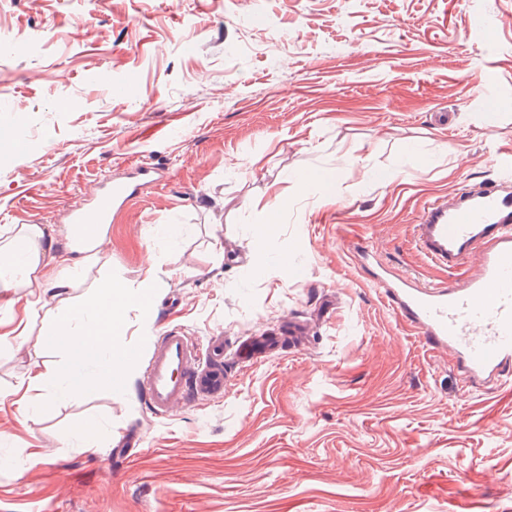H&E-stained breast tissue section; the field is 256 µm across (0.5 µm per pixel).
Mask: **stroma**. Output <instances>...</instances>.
I'll list each match as a JSON object with an SVG mask.
<instances>
[{"mask_svg":"<svg viewBox=\"0 0 512 512\" xmlns=\"http://www.w3.org/2000/svg\"><path fill=\"white\" fill-rule=\"evenodd\" d=\"M0 134V246L43 232L0 303V512H512V380L464 392L352 257L384 235L386 267L445 280L411 224L512 149V0H0ZM142 164L160 182L56 288L67 202ZM107 278L153 286L119 344L181 325L223 347V389L156 417L140 358L119 397L27 389L59 361L50 311ZM254 336L277 345L237 363Z\"/></svg>","mask_w":512,"mask_h":512,"instance_id":"stroma-1","label":"stroma"}]
</instances>
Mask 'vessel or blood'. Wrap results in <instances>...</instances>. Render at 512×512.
<instances>
[{"mask_svg": "<svg viewBox=\"0 0 512 512\" xmlns=\"http://www.w3.org/2000/svg\"><path fill=\"white\" fill-rule=\"evenodd\" d=\"M151 176L150 167H138L127 180L95 187L69 205L73 245L94 246ZM413 244L451 280L422 285L381 270L373 284L428 345L452 356L468 387L511 379L512 156L501 160L495 179L429 200L413 226ZM202 357L181 327L165 326L151 338L141 391L153 415L174 414L201 389Z\"/></svg>", "mask_w": 512, "mask_h": 512, "instance_id": "1", "label": "vessel or blood"}]
</instances>
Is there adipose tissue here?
<instances>
[{
	"label": "adipose tissue",
	"mask_w": 512,
	"mask_h": 512,
	"mask_svg": "<svg viewBox=\"0 0 512 512\" xmlns=\"http://www.w3.org/2000/svg\"><path fill=\"white\" fill-rule=\"evenodd\" d=\"M18 237L30 242L27 253H16L14 248L0 251V290H10L26 285L39 266V251L35 242L41 237L39 226L21 227ZM149 287L129 290L120 284L105 280L90 289L67 313L57 315L48 329L46 346L63 354L64 361L54 371L42 375L44 389L59 397L83 393L88 375L111 381L115 372L127 366L121 345L114 338L124 324L128 308H143V299ZM84 337V344H77V337Z\"/></svg>",
	"instance_id": "obj_1"
}]
</instances>
